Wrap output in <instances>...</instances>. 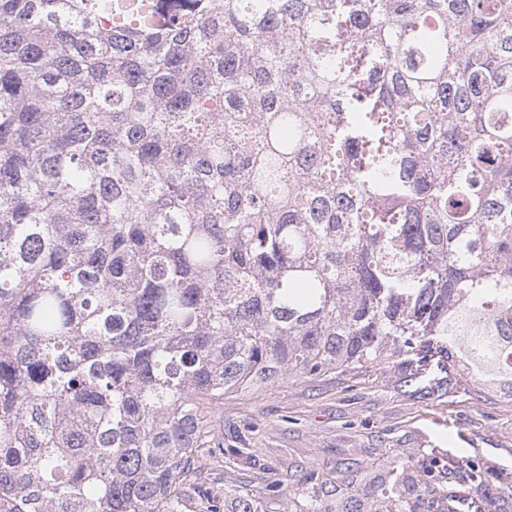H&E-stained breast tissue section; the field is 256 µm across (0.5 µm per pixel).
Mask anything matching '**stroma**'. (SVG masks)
Instances as JSON below:
<instances>
[{
    "label": "stroma",
    "instance_id": "obj_1",
    "mask_svg": "<svg viewBox=\"0 0 512 512\" xmlns=\"http://www.w3.org/2000/svg\"><path fill=\"white\" fill-rule=\"evenodd\" d=\"M224 445L246 443L254 464L231 468L203 458L204 481L218 489L277 478L310 492L325 474L352 468L343 494L380 500L389 472L439 458L447 470L484 462L497 488L512 493V399L483 381L433 371L409 379L397 359L321 379L287 378L259 393L224 398Z\"/></svg>",
    "mask_w": 512,
    "mask_h": 512
}]
</instances>
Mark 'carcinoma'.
Listing matches in <instances>:
<instances>
[{
    "label": "carcinoma",
    "mask_w": 512,
    "mask_h": 512,
    "mask_svg": "<svg viewBox=\"0 0 512 512\" xmlns=\"http://www.w3.org/2000/svg\"><path fill=\"white\" fill-rule=\"evenodd\" d=\"M390 358L512 363V0H0V512H260L224 395Z\"/></svg>",
    "instance_id": "obj_1"
}]
</instances>
